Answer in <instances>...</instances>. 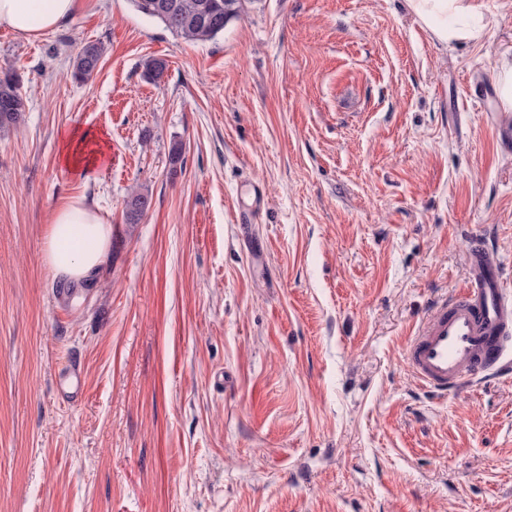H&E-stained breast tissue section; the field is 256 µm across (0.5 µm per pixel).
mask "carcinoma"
<instances>
[{
  "instance_id": "cac0c4a2",
  "label": "carcinoma",
  "mask_w": 512,
  "mask_h": 512,
  "mask_svg": "<svg viewBox=\"0 0 512 512\" xmlns=\"http://www.w3.org/2000/svg\"><path fill=\"white\" fill-rule=\"evenodd\" d=\"M140 14L159 21L172 34L191 43L211 41L224 34L227 25L238 19L244 9L245 0H174L176 8L170 12L156 11L154 0H130ZM104 53L98 43L80 45L72 61V77L77 82L88 81L97 71ZM145 74L153 82L162 79L167 68L165 61L151 58L144 64ZM26 102L19 92V81L15 74L6 71L0 74V130L16 126ZM148 192L134 189L125 200L126 219L137 224L150 208Z\"/></svg>"
}]
</instances>
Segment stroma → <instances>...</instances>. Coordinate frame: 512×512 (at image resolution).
I'll return each mask as SVG.
<instances>
[{
    "instance_id": "1",
    "label": "stroma",
    "mask_w": 512,
    "mask_h": 512,
    "mask_svg": "<svg viewBox=\"0 0 512 512\" xmlns=\"http://www.w3.org/2000/svg\"><path fill=\"white\" fill-rule=\"evenodd\" d=\"M481 3L485 38L446 47L405 0H246L195 44L130 0L0 29L26 100L0 132V512H512V374L443 399L406 363L473 237L512 292V0ZM87 41L105 53L78 83ZM74 130L104 164L65 165ZM74 200L112 239L70 293L43 248ZM104 53L98 43L81 44L72 61V77L77 82L88 81L97 71ZM495 85L498 96V112L509 118L512 112V52L500 56L495 72ZM151 198L147 191L133 189L125 200L126 219L129 224H137L150 208ZM58 390L67 399H77L82 394L83 379L78 362H72L68 374L59 378Z\"/></svg>"
}]
</instances>
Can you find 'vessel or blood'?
Returning a JSON list of instances; mask_svg holds the SVG:
<instances>
[{
	"label": "vessel or blood",
	"mask_w": 512,
	"mask_h": 512,
	"mask_svg": "<svg viewBox=\"0 0 512 512\" xmlns=\"http://www.w3.org/2000/svg\"><path fill=\"white\" fill-rule=\"evenodd\" d=\"M501 279L485 243L474 240L459 294L435 309L407 347L410 368L431 392L446 397L478 377L512 371V350L503 342L512 330V296ZM58 390L68 399L81 395L79 363L59 378Z\"/></svg>",
	"instance_id": "b4317fda"
}]
</instances>
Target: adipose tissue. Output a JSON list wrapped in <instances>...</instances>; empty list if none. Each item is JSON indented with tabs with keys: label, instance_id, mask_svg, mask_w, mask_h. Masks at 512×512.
<instances>
[{
	"label": "adipose tissue",
	"instance_id": "1",
	"mask_svg": "<svg viewBox=\"0 0 512 512\" xmlns=\"http://www.w3.org/2000/svg\"><path fill=\"white\" fill-rule=\"evenodd\" d=\"M408 11L438 43L478 42L485 22L479 0H405ZM77 0H0V28L41 37L71 18ZM112 229L81 201L59 206L45 231L44 261L57 275L83 280L102 266Z\"/></svg>",
	"mask_w": 512,
	"mask_h": 512
}]
</instances>
